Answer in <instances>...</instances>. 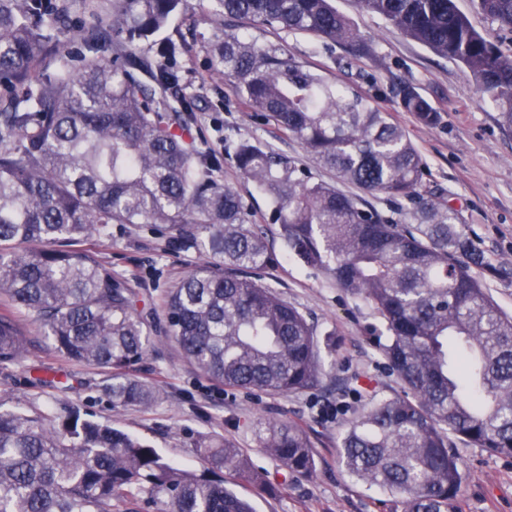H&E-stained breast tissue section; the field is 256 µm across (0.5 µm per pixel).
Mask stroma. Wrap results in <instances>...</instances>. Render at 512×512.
Segmentation results:
<instances>
[{
	"instance_id": "stroma-1",
	"label": "stroma",
	"mask_w": 512,
	"mask_h": 512,
	"mask_svg": "<svg viewBox=\"0 0 512 512\" xmlns=\"http://www.w3.org/2000/svg\"><path fill=\"white\" fill-rule=\"evenodd\" d=\"M70 2L75 27L62 43L77 49L82 32L95 29L99 17L111 13L114 0ZM188 3L168 34L181 47L176 57L181 85L198 100L190 127L194 145L223 156L224 181L249 205L253 222L264 226L277 257L266 272V283L303 312L319 335H330L332 347L324 358L344 387L327 385L275 397L218 387L183 358L173 340L159 334L137 371L158 392L150 408L113 407L107 391L111 369L73 361L41 346L0 362V411L57 417L76 413L136 436L170 463L196 471L205 466L193 448L197 439L234 441L276 489L262 495L248 480L233 482L255 512H401L387 491L358 483L336 459L343 428L371 390L391 394L399 389L379 349L386 336L383 321L370 306L338 288L325 270L287 255L265 196L240 177L231 152L247 140L292 157L311 180L330 183L334 176L316 165L300 143L280 138L272 126L245 111L232 80L210 74L203 42L218 22L209 16L210 0ZM333 4L373 42V58L349 59L340 47L303 33L274 32L239 21L232 27L247 39L281 45L305 68L391 114L428 166L426 190L457 213L466 233L491 260L480 278L501 310L512 315V133L501 129L490 95L460 63L435 55L380 15L363 10L358 0ZM406 82L437 110L436 125H423L401 108L397 92ZM96 251L114 272L135 275L141 298L155 309L169 288L200 262L197 252L147 224L112 225L110 238ZM260 418L291 420L309 429L317 464L313 478H287L252 430ZM452 446L467 473L459 512H512V457L457 439Z\"/></svg>"
}]
</instances>
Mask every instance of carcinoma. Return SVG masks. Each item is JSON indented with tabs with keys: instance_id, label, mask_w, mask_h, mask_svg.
<instances>
[{
	"instance_id": "carcinoma-1",
	"label": "carcinoma",
	"mask_w": 512,
	"mask_h": 512,
	"mask_svg": "<svg viewBox=\"0 0 512 512\" xmlns=\"http://www.w3.org/2000/svg\"><path fill=\"white\" fill-rule=\"evenodd\" d=\"M217 14L273 31L312 33L357 59L371 41L331 0H214ZM512 32V0H474ZM434 54L463 65L512 131V52L477 31L455 0H359ZM186 0H118L112 55L63 51L48 34L70 21L68 0H0V361L29 353L13 313L36 315L60 355L112 369L116 407L148 408L156 390L135 377L161 331L218 385L270 395L319 388L329 371L304 314L264 281L273 266L263 227L220 157L183 141L159 87H180L176 44L159 43L152 69L137 43L166 31ZM214 73L236 81L245 109L300 142L349 194L312 181L295 161L248 141L233 159L272 207L288 252L326 270L373 308L388 335L380 350L401 391L373 390L341 437L337 458L357 481L394 496L401 512H458L465 474L456 438L512 456V315L484 288L488 265L457 214L423 190L426 164L406 131L355 92L285 56L222 30L206 46ZM53 57L52 81L37 75ZM147 73L149 85L142 79ZM400 105L432 126L437 111L409 83ZM180 125L199 111L181 92ZM414 204L391 224L366 197ZM113 224H151L208 258L170 289L163 317L139 307L135 280L93 250ZM261 447L294 478L316 461L310 432L260 419ZM202 471L179 468L145 441L77 414L63 419L0 411V512H254L228 487L246 478L274 493L229 440L201 439Z\"/></svg>"
}]
</instances>
